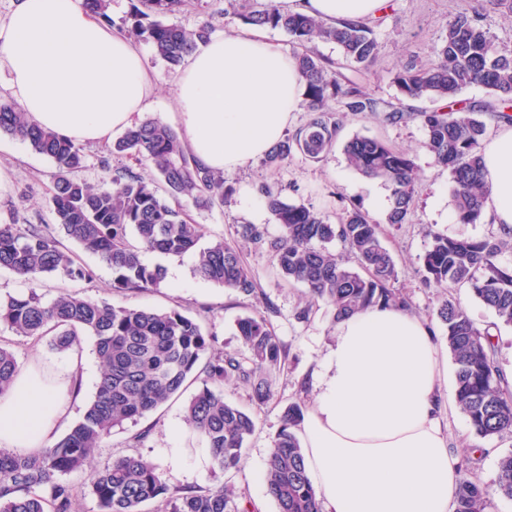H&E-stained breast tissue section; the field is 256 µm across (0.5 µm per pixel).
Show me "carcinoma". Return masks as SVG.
<instances>
[{
    "label": "carcinoma",
    "mask_w": 512,
    "mask_h": 512,
    "mask_svg": "<svg viewBox=\"0 0 512 512\" xmlns=\"http://www.w3.org/2000/svg\"><path fill=\"white\" fill-rule=\"evenodd\" d=\"M234 3L233 15L243 24L282 30L300 47L293 59L305 86L301 109L310 119L276 143L265 154L264 164L278 165L295 154L322 161L334 149L349 115H370L391 124L417 119L435 166L448 171L453 183L456 221L475 224L484 218L482 116L512 124V49L492 51L482 19L487 9L512 14V0H476L471 11L448 24L429 63H412L393 77L403 100H443L472 86L488 89L492 100L455 111L418 112L379 102L361 81L345 74L347 70L362 76L372 73L380 44L367 23L335 24L294 12L279 0ZM186 6L187 0H132L123 20L127 36L150 45L169 69L181 66L215 29L211 16L183 25L177 16ZM317 40L336 44L341 60L319 54L314 47ZM335 101L342 106L339 112L331 108ZM1 133L50 158L58 169L48 199L53 224H0V269L29 283L46 274L92 279V271L78 255L63 248L56 235L59 230L82 251L112 267L113 287L118 290L156 288L164 280V270L144 265L141 252L180 256L195 249L203 233L201 225L191 221L187 207L224 206L223 174L195 159L174 128L156 119L134 125L98 156L102 178L96 185L77 177L85 167L82 146L28 122L13 102L2 99ZM343 152L350 168L382 181L390 190L385 223H407L414 205L413 159L378 138L358 135L344 144ZM119 158L149 169V176L128 165H112ZM256 190L281 233L268 240L257 225L242 224L237 235L245 243L267 246L282 277L307 288L308 304L298 318H308L319 301L331 308L335 321L372 306L410 308L407 297L395 287L396 263L383 243V228L360 207L341 208L332 222L312 207L289 201L282 187L262 181ZM334 241L344 253L328 248ZM509 249L512 229L504 226L482 239L434 233L422 258L425 282L443 289L468 288L500 323L512 326V263L502 260ZM198 272L231 291L257 293L236 244L218 240L203 248ZM437 317L456 365L458 409L479 437L512 432V386L497 365L489 331L478 329L450 299L442 301ZM2 325L19 336L36 340L48 336L58 352L78 343V331L90 333L101 377L82 419L53 445L30 453L0 449V512H76L77 493L64 476L86 468L100 512H143L147 502L159 503L162 512H228L232 491L224 486L173 490L156 468L136 456L119 457L102 469L91 463L113 429L156 410L195 378L202 380V387L186 406V425L205 439L213 467L240 468L255 421L225 400L224 383L249 384L259 405L270 400V374L281 368L285 350L265 315L256 311L237 320L238 336L250 353L246 363L215 348V337L175 308L115 306L69 293L45 303L31 288L0 299ZM18 372L14 354L1 345L0 397L10 392ZM304 407L301 399L288 404L267 459L264 482L277 512H321L295 433ZM492 494L512 500V453L500 459L488 487L462 476L455 512H487Z\"/></svg>",
    "instance_id": "cac0c4a2"
}]
</instances>
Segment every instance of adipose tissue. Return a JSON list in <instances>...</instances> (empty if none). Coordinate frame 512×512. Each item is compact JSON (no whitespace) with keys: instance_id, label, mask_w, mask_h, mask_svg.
Segmentation results:
<instances>
[{"instance_id":"ef3b65f1","label":"adipose tissue","mask_w":512,"mask_h":512,"mask_svg":"<svg viewBox=\"0 0 512 512\" xmlns=\"http://www.w3.org/2000/svg\"><path fill=\"white\" fill-rule=\"evenodd\" d=\"M384 0H287L327 21L375 16ZM0 74L26 119L77 144H105L152 103L142 49L84 0H13L0 21ZM303 80L291 55L248 27L210 37L186 58L172 120L193 156L246 167L284 135ZM486 208L512 227V125L482 148ZM83 356L20 371L0 397V447L49 445ZM298 438L322 512H453L461 476L448 449V371L432 325L376 306L337 321Z\"/></svg>"}]
</instances>
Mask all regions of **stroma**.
I'll use <instances>...</instances> for the list:
<instances>
[{"mask_svg": "<svg viewBox=\"0 0 512 512\" xmlns=\"http://www.w3.org/2000/svg\"><path fill=\"white\" fill-rule=\"evenodd\" d=\"M472 5L473 0H387L382 12L371 20L381 50L373 75L364 82L367 91L376 98L396 102L398 90L392 82L394 73L410 61L431 60L432 51L445 34L449 21L456 13L470 10ZM146 60L156 78V92L152 105L141 117L165 122L169 119L175 73L154 55H147ZM356 135L375 137L394 149L409 152L418 167L414 212L407 224L386 227L384 238L385 246L396 260L397 286L407 295L413 313L435 323L436 334H443V326L436 323V311L444 299L450 298L461 304L478 327L496 325L497 361L512 382V326L498 325L494 312L474 298L467 288L442 290L424 282L422 257L431 241V233L482 238L497 233L498 227L487 219L477 224L456 222L450 177L447 171L434 166L425 147V132L418 121L389 124L370 117H347L339 145L324 161L312 162L297 154L275 168L256 160L244 168L225 172L224 185L231 193L223 206L194 209L190 216L202 224L204 239L208 242L219 238L237 242L236 230L242 224L259 225L268 237H277L280 228L255 192L256 183L265 181L285 188L290 201L331 216L342 206L353 203L374 219L384 220L389 208L386 186L380 180L357 173L345 161L342 144ZM0 170L5 173L0 180V223L14 218L23 224L51 223L47 200L57 171L55 163L19 140L2 134ZM241 250L258 284V296L233 292L202 279L196 272L199 254L195 251L180 257L143 253L144 264L160 265L166 270L160 287L147 291H116L112 286L111 267L88 253L82 254L81 262L92 270V280L47 275L37 282L36 290L47 301L68 292L118 306L179 309L198 318L206 332L217 336L218 348L236 352L243 360L248 358L249 352L236 335V321L256 311L264 312L273 333L285 346L287 361L283 370L274 373L273 396L264 405L254 403L250 388L244 384L224 386L225 398L253 414L256 422L255 431L243 449L240 469L222 472L210 467L201 473L189 469L176 472L167 465L165 451L174 445L186 448L191 461L207 450L205 440L192 434L184 421V407L196 391L192 385L151 414L114 430L96 464L103 467L114 458L139 455L153 464L170 486L207 490L224 485L233 491L231 506L235 510L250 504L255 512H277L263 483L271 443L281 427L288 403L300 398L305 404H312V373L333 340L335 323L330 307L324 304L314 307L309 320L298 319L299 310L307 302L304 286L285 282L264 248L245 244ZM0 344L13 351L22 369L36 361L61 364L69 358L68 353L51 350L47 340L18 336L3 327L0 328ZM79 349L86 359V371L79 393L70 397L68 413L56 428L60 437L80 420L87 404L94 399L101 375L93 336L82 333ZM144 430L149 433L144 444L134 443V436ZM448 442L460 459L461 469L484 484L495 477L500 458L512 453V433L485 439L478 437L458 412L448 417Z\"/></svg>", "mask_w": 512, "mask_h": 512, "instance_id": "35a3bbf8", "label": "stroma"}]
</instances>
